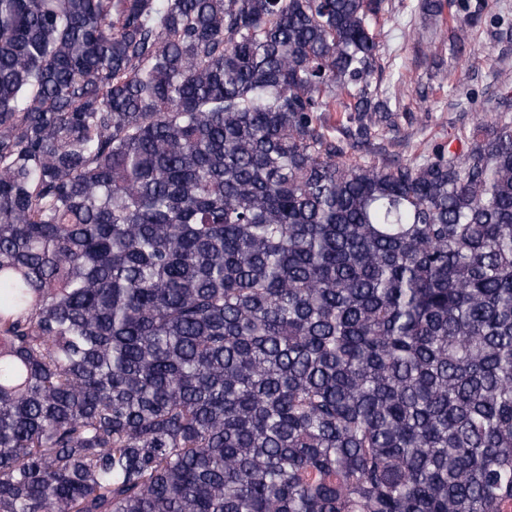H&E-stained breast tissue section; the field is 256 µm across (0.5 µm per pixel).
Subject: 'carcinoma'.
Segmentation results:
<instances>
[{"mask_svg": "<svg viewBox=\"0 0 512 512\" xmlns=\"http://www.w3.org/2000/svg\"><path fill=\"white\" fill-rule=\"evenodd\" d=\"M384 11L0 0V512H512V114L346 159Z\"/></svg>", "mask_w": 512, "mask_h": 512, "instance_id": "carcinoma-1", "label": "carcinoma"}]
</instances>
